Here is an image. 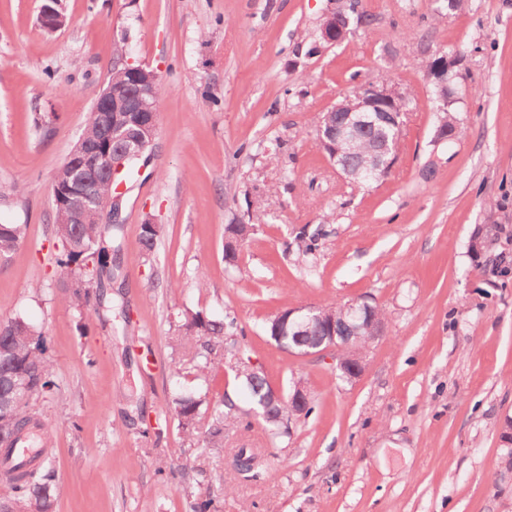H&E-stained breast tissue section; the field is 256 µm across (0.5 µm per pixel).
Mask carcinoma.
<instances>
[{
    "label": "carcinoma",
    "mask_w": 512,
    "mask_h": 512,
    "mask_svg": "<svg viewBox=\"0 0 512 512\" xmlns=\"http://www.w3.org/2000/svg\"><path fill=\"white\" fill-rule=\"evenodd\" d=\"M109 80L112 89L122 93L134 92L130 78L129 65L121 63L112 67ZM106 130L100 115L90 112L82 135L89 143L104 139ZM403 131L378 122L356 128V144L352 150L339 158V167L351 171L363 167L368 154L378 145L387 142L391 145L400 142ZM123 172L116 179L102 175L93 184L97 196L112 193L117 183L127 177ZM254 224H228L224 232L230 238L245 241L253 234ZM123 225L100 224L91 211L87 212L83 223L77 224L69 208L54 205V224H52V241L55 265L63 274L59 281L60 300L76 309L95 310L112 301V278L114 254L120 252L121 246L114 244L120 238ZM161 232L160 226L141 225L138 238L140 252L148 256L157 244ZM26 234L24 224H0V255L14 253L20 247ZM323 319L314 323L305 332V348L314 349L327 342L324 325L334 322L339 326L337 342L348 341L363 344L374 335L371 319L382 317L375 307L364 309L362 321L354 324L348 312L336 306L320 310ZM238 324L235 318L224 320L204 311L187 310L183 314L178 334L175 336L177 346L181 347L200 374H205L210 360L203 351L224 344V336L237 334ZM45 339L27 319L14 316L0 322V434L8 438L6 446L0 449V470L10 484L12 496L0 502V512H55V474L44 465L21 471V466L13 463V449L19 447L24 437L34 430H45L44 423L35 403L40 398L60 395V386L54 377L53 364L46 353ZM247 366H241V380L244 381L250 404L260 407L269 391V383L263 373L247 380L244 372ZM26 376L27 397L14 400L12 388L5 385V380L15 379L18 375ZM208 391L187 393L180 389L172 392L168 401L169 412L178 421L190 437L196 436L194 422L200 407L206 403ZM247 411L240 409L230 394H224L213 407L211 423L205 441L210 446L224 442V427L229 424L242 423L241 417Z\"/></svg>",
    "instance_id": "cac0c4a2"
}]
</instances>
